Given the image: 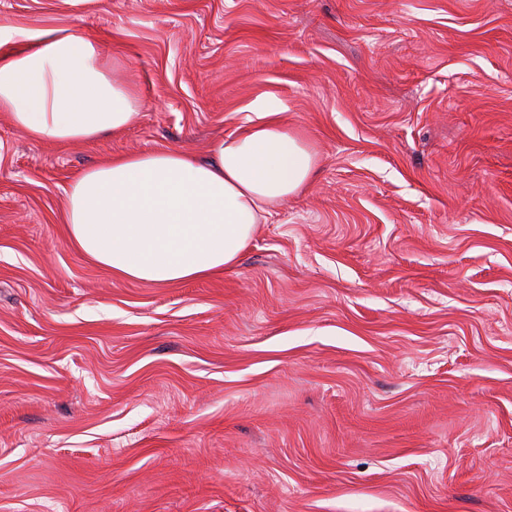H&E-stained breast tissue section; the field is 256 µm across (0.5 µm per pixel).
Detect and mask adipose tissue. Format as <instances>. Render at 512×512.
Wrapping results in <instances>:
<instances>
[{"instance_id":"1","label":"adipose tissue","mask_w":512,"mask_h":512,"mask_svg":"<svg viewBox=\"0 0 512 512\" xmlns=\"http://www.w3.org/2000/svg\"><path fill=\"white\" fill-rule=\"evenodd\" d=\"M0 26V112L36 143L89 141L123 131L143 102L112 80L98 45L49 30L8 50ZM217 140L208 159L183 150L130 154L92 166L64 190L73 247L112 274L158 285L209 277L238 262L256 224L311 179L317 158L278 106Z\"/></svg>"}]
</instances>
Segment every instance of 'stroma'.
<instances>
[{
    "mask_svg": "<svg viewBox=\"0 0 512 512\" xmlns=\"http://www.w3.org/2000/svg\"><path fill=\"white\" fill-rule=\"evenodd\" d=\"M81 33L127 129L0 112V512H512V0H0ZM318 170L223 273L120 279L64 190L257 101Z\"/></svg>",
    "mask_w": 512,
    "mask_h": 512,
    "instance_id": "stroma-1",
    "label": "stroma"
}]
</instances>
